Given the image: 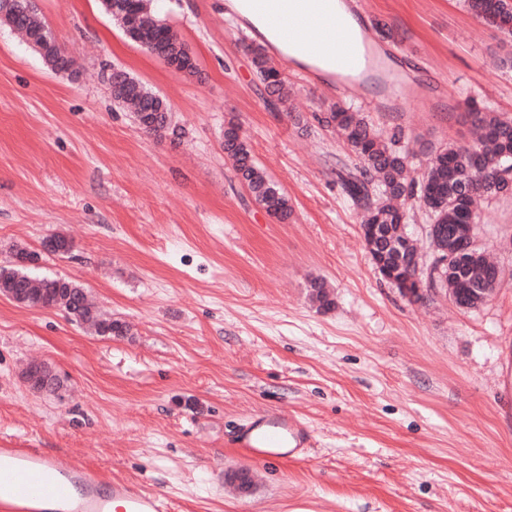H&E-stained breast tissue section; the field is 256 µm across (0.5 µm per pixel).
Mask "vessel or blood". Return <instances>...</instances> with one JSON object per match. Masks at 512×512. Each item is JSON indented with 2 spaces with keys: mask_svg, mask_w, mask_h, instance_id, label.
Returning <instances> with one entry per match:
<instances>
[{
  "mask_svg": "<svg viewBox=\"0 0 512 512\" xmlns=\"http://www.w3.org/2000/svg\"><path fill=\"white\" fill-rule=\"evenodd\" d=\"M242 7L262 18L268 29L289 43H303L323 54L341 73L375 71L389 87L405 79L397 64L375 68L362 51L351 28L334 22L335 0H242ZM329 26L328 40L301 42L303 32ZM309 436L294 418L266 412L243 425L239 448L261 461L294 460L307 447ZM47 502L67 512H170L167 498L156 491L120 481L107 482L92 470L39 448H0V512H43Z\"/></svg>",
  "mask_w": 512,
  "mask_h": 512,
  "instance_id": "1",
  "label": "vessel or blood"
}]
</instances>
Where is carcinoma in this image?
Masks as SVG:
<instances>
[{"mask_svg":"<svg viewBox=\"0 0 512 512\" xmlns=\"http://www.w3.org/2000/svg\"><path fill=\"white\" fill-rule=\"evenodd\" d=\"M502 0H467L470 11L484 24L512 36V13L503 14ZM122 14H113L111 0L102 5L116 19L126 37L150 47V53L162 60L177 53L193 58L177 31L151 12L148 0H117ZM27 0H0V24L31 37L41 32L52 33L39 17L37 9L25 11ZM262 83L278 71L263 47L246 45ZM112 98L131 108L135 122L149 134L161 136L173 130L169 111L160 112L161 100L142 82L123 72L112 80ZM464 119L479 130L478 139L467 146L450 144L434 154L421 180L409 175L408 154L396 147V138L385 139L357 112L336 105L319 118L322 125L337 130L360 160L359 174L344 179L348 196L363 203L362 224L378 225L384 235L376 241V249L389 269L403 277L416 270L419 255L415 245L404 246L400 227L406 225V213L399 206L418 199L428 212L431 223L438 226L437 244L448 247V255L465 249L467 263L457 269L448 262L447 287L453 289L456 306L479 300L477 290H494L502 278L501 269L491 262L479 245L471 243L469 224L476 220V198L496 197L498 193L478 183L477 171L499 174L512 172V119L496 112L472 110ZM224 155L239 180L247 186L254 200L280 222L292 215L288 195L270 179L254 158L248 142L240 135L234 121L224 126ZM312 298L323 308L333 304L325 284L319 279L310 283ZM11 292L25 295L29 308H50L64 312L71 320L88 324L100 335L126 336L130 328L95 308L84 287L65 277H33L27 267L12 263L0 266V295Z\"/></svg>","mask_w":512,"mask_h":512,"instance_id":"1","label":"carcinoma"}]
</instances>
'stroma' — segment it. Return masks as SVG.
Wrapping results in <instances>:
<instances>
[{"instance_id": "stroma-1", "label": "stroma", "mask_w": 512, "mask_h": 512, "mask_svg": "<svg viewBox=\"0 0 512 512\" xmlns=\"http://www.w3.org/2000/svg\"><path fill=\"white\" fill-rule=\"evenodd\" d=\"M357 3L407 87L340 89L283 61L285 112L267 106L252 35L224 0H160L193 75L129 40L100 0H36L68 76L0 25V265L64 236L70 255L30 274L72 279L130 326L109 339L0 296V448L62 453L178 512H512V198L478 210L502 271L491 300L411 301L376 271L338 180L359 160L317 120L335 104L364 112L422 177L434 151L470 141L467 102L512 117V37L465 0ZM114 67L167 102L175 133H146L114 102ZM230 121L287 192V222L225 158ZM32 363L58 374V394L27 383ZM271 410L307 429L299 460L236 448L239 426Z\"/></svg>"}]
</instances>
